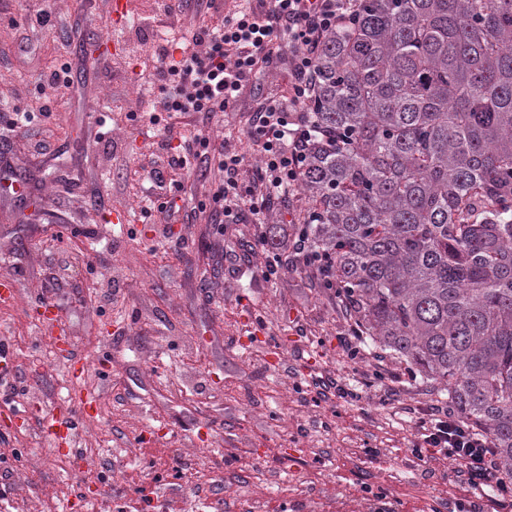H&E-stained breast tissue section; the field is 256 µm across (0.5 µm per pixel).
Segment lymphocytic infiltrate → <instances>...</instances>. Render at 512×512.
Here are the masks:
<instances>
[{
  "label": "lymphocytic infiltrate",
  "mask_w": 512,
  "mask_h": 512,
  "mask_svg": "<svg viewBox=\"0 0 512 512\" xmlns=\"http://www.w3.org/2000/svg\"><path fill=\"white\" fill-rule=\"evenodd\" d=\"M359 0H270L268 8H251L242 0L239 9L216 26L199 27L186 39L168 40L161 48L167 66L161 72L168 90L159 106L165 112H199L204 120L234 108L239 95L259 64L273 60L276 44L292 49L288 59L293 80L285 98L271 100L254 112L246 134L264 157L261 181L265 196H285L300 180L306 145L312 128L296 112L313 91L315 59L325 35L353 23ZM214 164L223 172L212 187L208 202L225 223L237 222L242 212L262 217L254 188L238 180L242 157L213 147L201 133L184 141L172 156L171 166L189 162ZM413 453L419 459L443 457L454 462L473 491L471 499L458 502L457 512H483L485 502L512 505V478L499 475L488 437L465 428L447 408L433 406L417 422Z\"/></svg>",
  "instance_id": "lymphocytic-infiltrate-1"
}]
</instances>
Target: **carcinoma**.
<instances>
[{
	"instance_id": "cac0c4a2",
	"label": "carcinoma",
	"mask_w": 512,
	"mask_h": 512,
	"mask_svg": "<svg viewBox=\"0 0 512 512\" xmlns=\"http://www.w3.org/2000/svg\"><path fill=\"white\" fill-rule=\"evenodd\" d=\"M305 112L302 233L353 333L512 477V0H361Z\"/></svg>"
}]
</instances>
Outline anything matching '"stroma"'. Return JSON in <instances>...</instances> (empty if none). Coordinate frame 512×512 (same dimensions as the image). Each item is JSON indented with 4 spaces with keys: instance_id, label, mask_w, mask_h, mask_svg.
Here are the masks:
<instances>
[{
    "instance_id": "1",
    "label": "stroma",
    "mask_w": 512,
    "mask_h": 512,
    "mask_svg": "<svg viewBox=\"0 0 512 512\" xmlns=\"http://www.w3.org/2000/svg\"><path fill=\"white\" fill-rule=\"evenodd\" d=\"M125 2L116 26L110 0H0V160L38 176L25 196L0 189V276L17 288L0 306V340L24 379L13 424L0 426V512H112L139 486L149 512H251L256 492L275 498L300 481L318 494L390 490L387 512H453L471 488L446 459L412 453L416 417L439 398L388 354L344 348V309L294 247L303 187L263 223L246 213L220 230L204 206L218 168L169 165L168 136L200 130L242 156L241 183L256 181L262 158L246 128L287 94L290 48L209 124L152 119L165 39L220 24L237 0ZM56 71L68 87H48ZM17 112L27 126L8 124ZM152 197L175 206L147 211ZM268 224L279 246L261 243ZM94 247L105 251L97 277ZM271 258L280 268L268 281ZM44 301L88 363L82 380L46 337ZM318 379L352 394L320 399ZM78 389L98 397L99 414L55 446L41 420ZM153 448L178 455L181 472L151 465ZM116 467L122 481L101 483Z\"/></svg>"
}]
</instances>
